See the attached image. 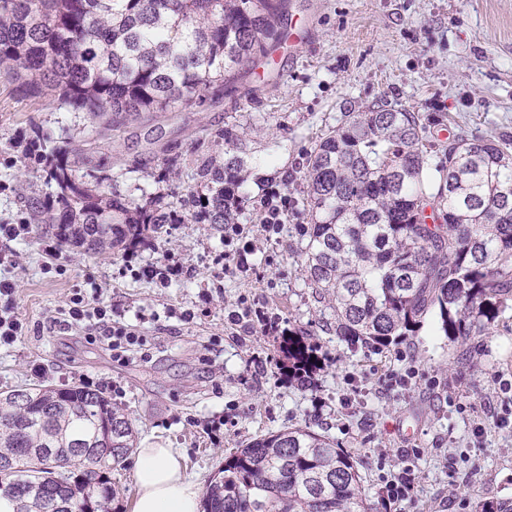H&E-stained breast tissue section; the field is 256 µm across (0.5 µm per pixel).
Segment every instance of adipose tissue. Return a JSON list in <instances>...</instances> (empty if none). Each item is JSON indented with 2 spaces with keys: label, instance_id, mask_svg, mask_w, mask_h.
I'll use <instances>...</instances> for the list:
<instances>
[{
  "label": "adipose tissue",
  "instance_id": "1",
  "mask_svg": "<svg viewBox=\"0 0 512 512\" xmlns=\"http://www.w3.org/2000/svg\"><path fill=\"white\" fill-rule=\"evenodd\" d=\"M134 468L133 512H200L199 486L185 476L182 457L174 449H138Z\"/></svg>",
  "mask_w": 512,
  "mask_h": 512
}]
</instances>
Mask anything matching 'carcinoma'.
I'll use <instances>...</instances> for the list:
<instances>
[{
  "instance_id": "1",
  "label": "carcinoma",
  "mask_w": 512,
  "mask_h": 512,
  "mask_svg": "<svg viewBox=\"0 0 512 512\" xmlns=\"http://www.w3.org/2000/svg\"><path fill=\"white\" fill-rule=\"evenodd\" d=\"M288 0H0V70L97 119V135L144 113L186 107L276 50ZM175 211L131 206L82 180L76 158L48 173L55 194L27 201L32 224L100 254L146 225L233 224L224 200L247 177L246 145L225 129ZM435 145L417 112L385 102L352 113L306 158L299 225L305 283L336 316V336L383 351L436 317L449 341L488 335L512 308V143L455 135ZM288 363L311 362L298 334ZM112 437V449L103 441ZM132 419L99 389L35 385L0 392V512H111L109 474L133 448ZM360 462L308 427L253 440L224 460L204 512H369Z\"/></svg>"
}]
</instances>
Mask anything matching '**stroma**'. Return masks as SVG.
Returning a JSON list of instances; mask_svg holds the SVG:
<instances>
[{"label": "stroma", "mask_w": 512, "mask_h": 512, "mask_svg": "<svg viewBox=\"0 0 512 512\" xmlns=\"http://www.w3.org/2000/svg\"><path fill=\"white\" fill-rule=\"evenodd\" d=\"M287 24L304 31L299 53L281 47L193 105L144 115L107 140L57 92L29 96L0 73V224L24 213L25 197L51 193L47 172L66 150L85 151L86 180L111 174L107 190L131 203L153 196L175 203L196 189L201 159L223 154L213 134L230 128L248 146L236 221L256 245V269L244 278L217 261L219 224L148 227L130 253L92 255L62 244L60 275L42 270L52 228L37 224L26 240L0 241V251L19 255L16 313L29 326L28 336L0 348V391L93 377L129 413L137 447L177 450L202 487L253 439L307 426L358 456L374 512H497L512 503V317L474 341H449L430 318L388 350L348 348L332 310L305 284L296 227L308 221L299 200L309 151L349 113L376 102L420 113L435 143L446 127L512 141V0H291ZM271 186L293 203L276 233L260 223ZM169 255L192 268L190 278L160 288L128 271L162 266ZM90 280L126 320L149 315L143 352L118 358L83 332L54 331L52 318ZM242 297L318 347L325 361L314 386L281 383L288 360L279 337L226 325ZM175 310L195 317L179 321ZM256 356L262 367L253 366ZM411 367L419 374L407 385H381ZM405 465L414 469L416 498L385 508L384 477Z\"/></svg>", "instance_id": "1"}]
</instances>
